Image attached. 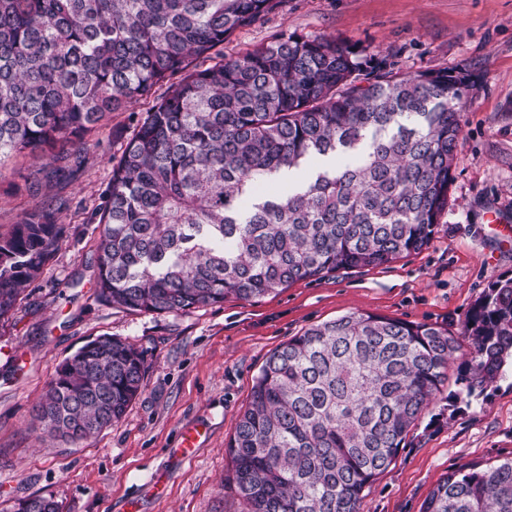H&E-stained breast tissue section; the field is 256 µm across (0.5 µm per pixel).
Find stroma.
<instances>
[{
  "mask_svg": "<svg viewBox=\"0 0 512 512\" xmlns=\"http://www.w3.org/2000/svg\"><path fill=\"white\" fill-rule=\"evenodd\" d=\"M328 36L390 53L400 73L445 69L476 92L461 113L462 139L448 210L422 251L390 264L342 270L280 292L174 314L133 313L94 288L103 205L118 154L148 103L113 113L87 142L79 178L52 189L8 193L31 172L24 157L0 168V224L54 197L70 199L64 240L0 329V512L50 496L59 512H242L228 482L226 443L252 379L271 351L306 328L351 313L459 328L473 302L512 277V0H284L224 42L234 56L274 36ZM502 221H487L488 210ZM102 335L144 355L143 388L116 425L75 443L53 440L32 408L58 366ZM199 451L182 460L184 430ZM512 458V367L483 395L446 383L395 463L365 490L363 512H420L438 480L464 465Z\"/></svg>",
  "mask_w": 512,
  "mask_h": 512,
  "instance_id": "obj_1",
  "label": "stroma"
}]
</instances>
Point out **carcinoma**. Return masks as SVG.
Returning <instances> with one entry per match:
<instances>
[{"instance_id":"cac0c4a2","label":"carcinoma","mask_w":512,"mask_h":512,"mask_svg":"<svg viewBox=\"0 0 512 512\" xmlns=\"http://www.w3.org/2000/svg\"><path fill=\"white\" fill-rule=\"evenodd\" d=\"M282 0H0V166L31 159L72 181L112 118L167 94L112 157L97 297L178 313L261 298L426 247L448 210L464 75L395 71L334 37L281 35L234 57L218 47ZM212 60L203 66L202 61ZM355 153L288 195H260L310 158ZM63 200L0 230V326L66 235ZM512 359V278L489 285L457 331L372 314L313 325L253 378L226 444L246 512H363L364 491L406 447L448 381L482 394ZM62 363L34 418L79 441L118 423L144 357L99 336ZM13 512H59L51 497ZM422 512H512V459L445 475Z\"/></svg>"}]
</instances>
